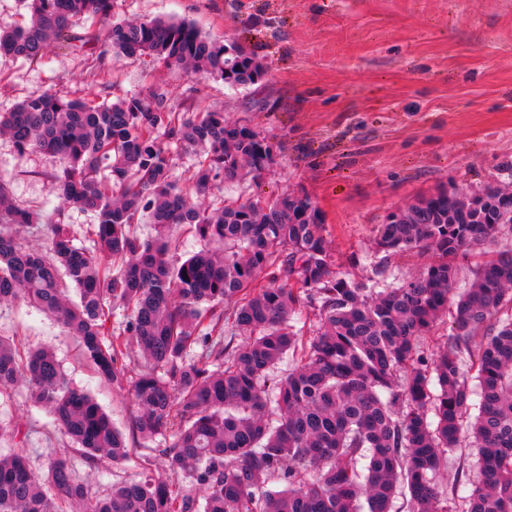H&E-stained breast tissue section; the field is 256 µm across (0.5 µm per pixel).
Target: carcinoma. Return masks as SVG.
Wrapping results in <instances>:
<instances>
[{"instance_id":"carcinoma-1","label":"carcinoma","mask_w":512,"mask_h":512,"mask_svg":"<svg viewBox=\"0 0 512 512\" xmlns=\"http://www.w3.org/2000/svg\"><path fill=\"white\" fill-rule=\"evenodd\" d=\"M19 2L30 22L0 28V55L36 62L55 43L81 50L101 38L118 57L152 56L232 87L264 75L241 45L190 22L115 20L114 0ZM88 20L102 35L78 31ZM0 134L21 154L63 162L44 251L18 242L34 216L0 179V302L25 301L77 340L100 380L131 395L139 447L167 471L145 466L99 495L67 457L42 476L25 455L0 452V512H392L402 488L410 512H447L435 477L462 447L478 455L463 512H512V245L489 251L457 291V259L512 234V194L443 188L396 209L376 229L381 261L413 250L433 261L378 291L334 271L308 197L212 196L217 180L254 181L264 163L263 137L222 112H179L153 86L109 104L42 94L0 112ZM166 140L202 152L186 186ZM67 211L95 214V249L74 243ZM145 217L149 237L137 230ZM182 227L200 242L184 260ZM312 305L319 328L305 340L296 322ZM445 315L453 331L429 355L422 346ZM18 384L85 469L127 460L121 432L53 351L22 353L0 336V388Z\"/></svg>"}]
</instances>
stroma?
<instances>
[{"label": "stroma", "instance_id": "1", "mask_svg": "<svg viewBox=\"0 0 512 512\" xmlns=\"http://www.w3.org/2000/svg\"><path fill=\"white\" fill-rule=\"evenodd\" d=\"M114 12L185 20L236 40L265 74L232 88L150 56L116 59L100 43L80 52L58 46L32 64L0 56V112L43 93L109 103L157 85L174 105L249 124L272 143L276 165L233 195L308 196L324 216L336 271L357 280L386 288L432 260L415 251L379 267L373 238L389 212L444 187L471 194L503 184L512 167V0H116ZM58 168L0 136V178L20 207H55ZM0 335L23 351L52 347L74 384L131 434L129 395L98 380L53 318L24 302L2 304ZM0 424V448L25 454L35 469L73 452L22 386L0 392ZM476 462L475 449L459 448L439 471L450 512L471 490Z\"/></svg>", "mask_w": 512, "mask_h": 512}]
</instances>
